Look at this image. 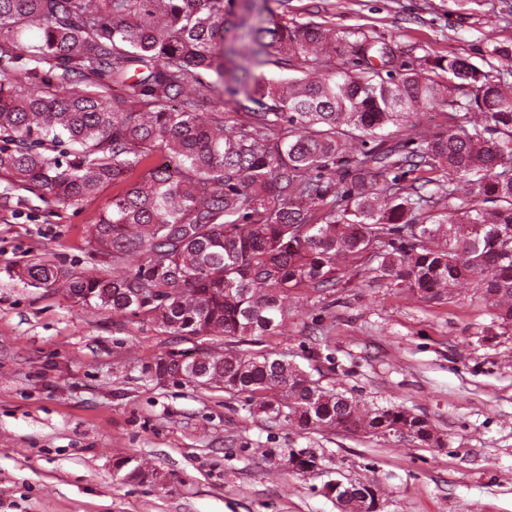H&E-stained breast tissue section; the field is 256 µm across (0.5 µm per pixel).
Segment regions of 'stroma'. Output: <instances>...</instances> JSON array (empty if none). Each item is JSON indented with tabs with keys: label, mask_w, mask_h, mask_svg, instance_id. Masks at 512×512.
<instances>
[{
	"label": "stroma",
	"mask_w": 512,
	"mask_h": 512,
	"mask_svg": "<svg viewBox=\"0 0 512 512\" xmlns=\"http://www.w3.org/2000/svg\"><path fill=\"white\" fill-rule=\"evenodd\" d=\"M280 12L362 30L410 67L512 50V0H284ZM114 193L63 207L0 176V512H337L324 491L336 478L379 483V512H512V326L473 289L426 303L362 274L320 307L289 293L287 331L252 345L315 364L321 385L369 407L427 418L444 447L272 424L243 397L144 376L192 341L16 278L35 258L90 266L88 228ZM265 448L311 449L321 467L294 474ZM129 455L164 482L116 474Z\"/></svg>",
	"instance_id": "stroma-1"
}]
</instances>
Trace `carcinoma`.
I'll return each instance as SVG.
<instances>
[{"mask_svg":"<svg viewBox=\"0 0 512 512\" xmlns=\"http://www.w3.org/2000/svg\"><path fill=\"white\" fill-rule=\"evenodd\" d=\"M261 2L0 0V173L63 206L120 188L91 231L112 260L90 271L35 260L17 277L184 340L224 337V354L184 377L245 396L252 415L442 448L426 418L368 409L240 345L288 323L289 291L321 301L348 274L427 303L468 282L512 325V52L400 71L361 31L275 16L265 26ZM236 7L248 43L226 51ZM336 56L351 66L309 80ZM294 61L300 77L245 85L253 65ZM455 91L465 102L448 124L416 132L412 118ZM215 92L246 105L209 112ZM135 101L145 109L130 111ZM154 156L163 163L137 174ZM177 356L144 372L165 379ZM114 468L137 483L153 475L133 455ZM288 468L316 470L315 453L288 451Z\"/></svg>","mask_w":512,"mask_h":512,"instance_id":"cac0c4a2","label":"carcinoma"}]
</instances>
